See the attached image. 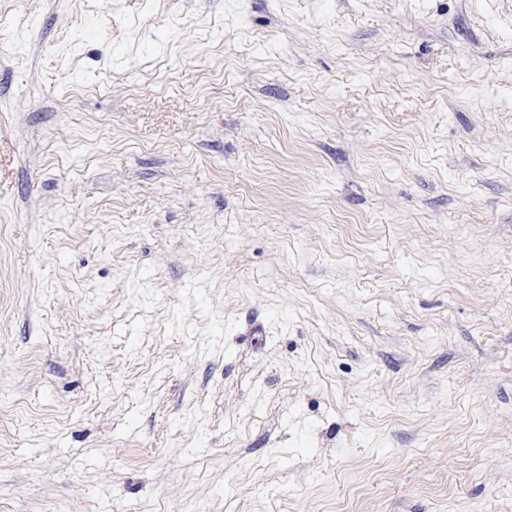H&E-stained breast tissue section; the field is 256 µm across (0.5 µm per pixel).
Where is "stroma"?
<instances>
[{
    "instance_id": "1",
    "label": "stroma",
    "mask_w": 512,
    "mask_h": 512,
    "mask_svg": "<svg viewBox=\"0 0 512 512\" xmlns=\"http://www.w3.org/2000/svg\"><path fill=\"white\" fill-rule=\"evenodd\" d=\"M0 512H512V0H19Z\"/></svg>"
}]
</instances>
